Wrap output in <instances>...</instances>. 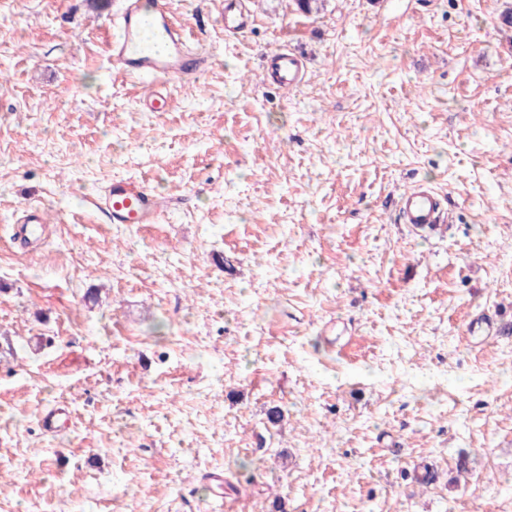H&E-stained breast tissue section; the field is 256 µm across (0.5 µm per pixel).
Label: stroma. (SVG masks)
<instances>
[{
  "instance_id": "35a3bbf8",
  "label": "stroma",
  "mask_w": 512,
  "mask_h": 512,
  "mask_svg": "<svg viewBox=\"0 0 512 512\" xmlns=\"http://www.w3.org/2000/svg\"><path fill=\"white\" fill-rule=\"evenodd\" d=\"M168 3L212 64L144 112L118 0H0V512H206L214 471L234 512L512 508V335L467 333L512 324L506 0H250L231 36L224 0ZM119 178L158 223L96 208ZM420 182L432 232L398 214ZM304 72L303 58L288 48H284L273 56L267 78L278 89L291 91L303 82ZM113 224H155L166 212L165 198L136 179H115L95 201ZM398 206L406 224L416 228L447 222L441 195L427 186L416 185L404 191L398 199ZM21 225L15 229L16 239L29 245L39 240V231L43 224V208L40 205L25 203L22 207Z\"/></svg>"
}]
</instances>
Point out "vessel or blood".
<instances>
[{
    "mask_svg": "<svg viewBox=\"0 0 512 512\" xmlns=\"http://www.w3.org/2000/svg\"><path fill=\"white\" fill-rule=\"evenodd\" d=\"M252 21L243 0H225L226 31L241 32ZM110 23L114 30L110 54L113 68L152 82V92L139 101L145 111H164L169 104V84L199 78L208 66L209 49L188 37L186 24L171 14L165 0H121ZM304 72L303 58L284 48L273 56L268 78L278 89L290 91L302 83ZM95 204L116 224H153L168 208L165 198L131 178L113 180ZM398 206L405 222L417 228L447 221L441 195L423 185L404 191ZM43 222L40 205L24 204L15 229L17 240L25 245L38 241Z\"/></svg>",
    "mask_w": 512,
    "mask_h": 512,
    "instance_id": "obj_1",
    "label": "vessel or blood"
}]
</instances>
